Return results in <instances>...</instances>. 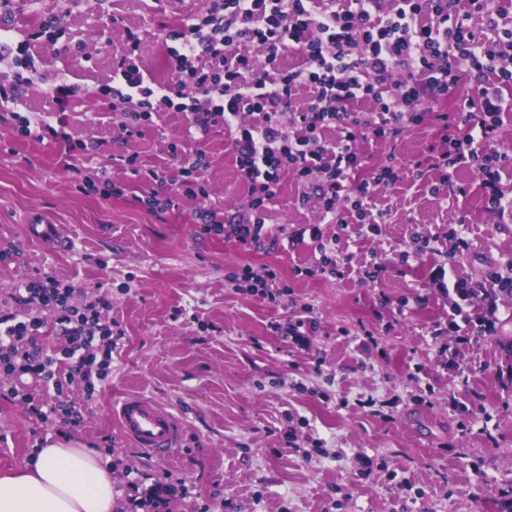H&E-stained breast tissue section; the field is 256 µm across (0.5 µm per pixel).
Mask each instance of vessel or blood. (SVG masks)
Returning a JSON list of instances; mask_svg holds the SVG:
<instances>
[{"label": "vessel or blood", "mask_w": 512, "mask_h": 512, "mask_svg": "<svg viewBox=\"0 0 512 512\" xmlns=\"http://www.w3.org/2000/svg\"><path fill=\"white\" fill-rule=\"evenodd\" d=\"M112 413L132 446L160 459L170 458L181 449L182 423L166 405L140 394H129L113 403Z\"/></svg>", "instance_id": "vessel-or-blood-1"}]
</instances>
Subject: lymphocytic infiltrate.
Returning a JSON list of instances; mask_svg holds the SVG:
<instances>
[{
	"mask_svg": "<svg viewBox=\"0 0 512 512\" xmlns=\"http://www.w3.org/2000/svg\"><path fill=\"white\" fill-rule=\"evenodd\" d=\"M497 0H208L193 23L169 31L168 68L178 86H149L138 64L141 39L128 35L116 65L123 87L102 91L119 117L123 135L139 133L153 113H185L198 137L224 126L233 135L236 165L249 185L242 215L227 222L201 216V231L259 251L269 246L263 214L278 195L284 175L317 181L324 220L331 224H381L370 201L378 187L395 185L424 162H403L388 153L368 166L355 142L390 143L409 126L430 121L441 130L432 168L442 184L470 168L486 207L512 214L501 189V172L512 156L499 148L508 106L502 87L512 86V28ZM258 46L263 61L247 54ZM300 66L283 68L285 51ZM495 83H487V75ZM474 83L473 94L459 90ZM309 88L306 107L295 109L298 88ZM457 98L449 112L439 103ZM336 130L335 141L325 139ZM78 290L51 277H34L16 288L18 313L0 315V377L8 394L39 420L70 434L82 414L66 402L74 386L93 398L112 375V352L123 338L118 322L103 318L107 301L78 308ZM53 312L62 342L45 349L37 340ZM127 501L143 512H165L171 498L192 500L193 488L169 470L152 483L132 477Z\"/></svg>",
	"mask_w": 512,
	"mask_h": 512,
	"instance_id": "f902f5d3",
	"label": "lymphocytic infiltrate"
}]
</instances>
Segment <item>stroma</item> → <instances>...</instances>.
<instances>
[{
	"label": "stroma",
	"mask_w": 512,
	"mask_h": 512,
	"mask_svg": "<svg viewBox=\"0 0 512 512\" xmlns=\"http://www.w3.org/2000/svg\"><path fill=\"white\" fill-rule=\"evenodd\" d=\"M0 15V78L14 68L17 46L53 14L62 33L36 45L32 86L5 112L37 118L59 112L50 87L63 75L78 88L61 112L67 140L15 138L0 120V311L14 310L12 290L35 274L81 288L83 299L108 300L107 314L124 337L112 353V376L87 408L71 438L89 448L112 443V484L123 493L130 473L166 468L194 488L210 512H512V296L498 293V321L487 332L474 306L448 302L456 281L496 291L512 278V221L486 211L475 173L454 175L463 193L437 188L438 174L405 173L379 188L371 206L386 221L322 226L337 237L347 261L341 279L307 275L315 245L293 238L318 222L316 184L281 180L266 217L274 244L255 252L202 234L198 217L216 210L227 220L242 211L248 185L235 162L232 138L218 128L206 139L207 194L177 197L167 213L138 198L143 185L112 166L116 150L144 169L165 171L162 192L178 161L168 146L185 139L181 112L153 115L140 136L124 139L99 92L120 85L114 59L126 34H139L141 67L156 83L175 88L162 33L203 10L205 0H19ZM439 136L433 123L405 130L392 145L359 141L371 162L388 153L424 159ZM90 145L88 154L70 143ZM125 181L122 196L103 199L85 184L101 170ZM68 236L53 251L34 233L36 217ZM465 224L468 245L453 249L448 229ZM429 237L431 248L419 240ZM377 277L366 278L372 265ZM274 270L289 287L282 304L229 280L234 269ZM311 318L307 347L285 340L276 324ZM458 346L456 367L449 346ZM141 394L169 406L184 427L182 450L157 460L127 442L112 416L121 395ZM477 401L473 415L450 399ZM393 403L391 416L372 404ZM295 429L297 448L285 436ZM493 441H486L484 431ZM319 439L324 454L304 457ZM58 436L25 405L0 395V474L29 464L41 442Z\"/></svg>",
	"instance_id": "1"
}]
</instances>
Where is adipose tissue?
Listing matches in <instances>:
<instances>
[{
    "label": "adipose tissue",
    "mask_w": 512,
    "mask_h": 512,
    "mask_svg": "<svg viewBox=\"0 0 512 512\" xmlns=\"http://www.w3.org/2000/svg\"><path fill=\"white\" fill-rule=\"evenodd\" d=\"M0 512H119L112 467L63 439L38 449L33 467L0 477Z\"/></svg>",
    "instance_id": "adipose-tissue-1"
}]
</instances>
